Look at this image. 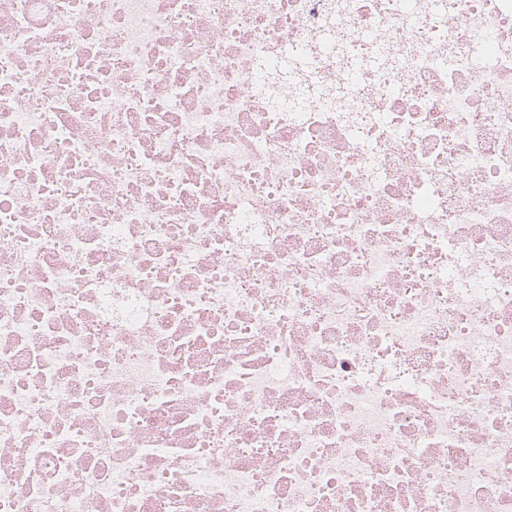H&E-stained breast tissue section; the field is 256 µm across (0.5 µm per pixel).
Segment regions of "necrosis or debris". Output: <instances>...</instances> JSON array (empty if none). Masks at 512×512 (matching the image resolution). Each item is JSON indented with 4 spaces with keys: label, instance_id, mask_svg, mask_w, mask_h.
<instances>
[{
    "label": "necrosis or debris",
    "instance_id": "4bbe7bcc",
    "mask_svg": "<svg viewBox=\"0 0 512 512\" xmlns=\"http://www.w3.org/2000/svg\"><path fill=\"white\" fill-rule=\"evenodd\" d=\"M0 512H512V0H0Z\"/></svg>",
    "mask_w": 512,
    "mask_h": 512
}]
</instances>
